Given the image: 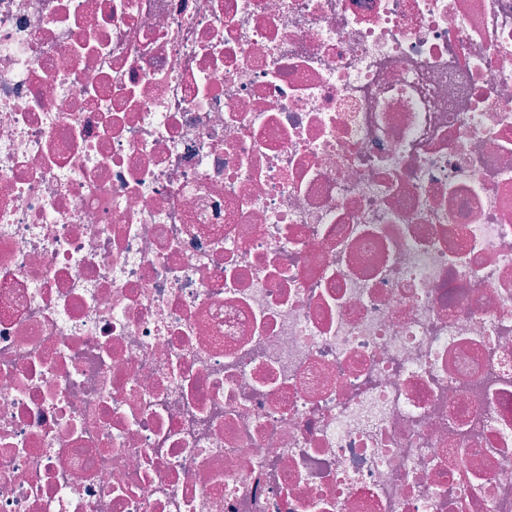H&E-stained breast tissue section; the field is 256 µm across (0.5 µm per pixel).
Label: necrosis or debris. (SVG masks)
I'll use <instances>...</instances> for the list:
<instances>
[{
	"mask_svg": "<svg viewBox=\"0 0 512 512\" xmlns=\"http://www.w3.org/2000/svg\"><path fill=\"white\" fill-rule=\"evenodd\" d=\"M0 512H512V0H0Z\"/></svg>",
	"mask_w": 512,
	"mask_h": 512,
	"instance_id": "1",
	"label": "necrosis or debris"
}]
</instances>
